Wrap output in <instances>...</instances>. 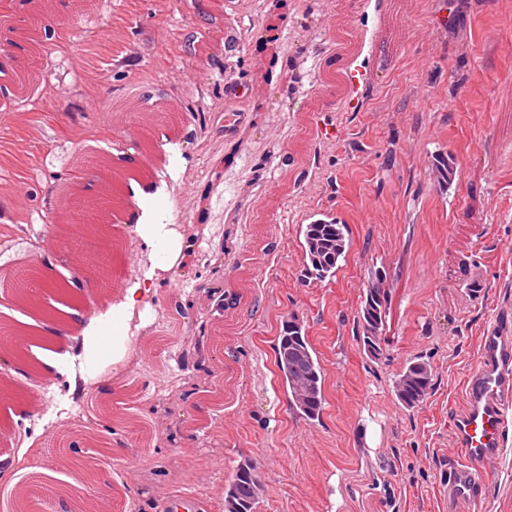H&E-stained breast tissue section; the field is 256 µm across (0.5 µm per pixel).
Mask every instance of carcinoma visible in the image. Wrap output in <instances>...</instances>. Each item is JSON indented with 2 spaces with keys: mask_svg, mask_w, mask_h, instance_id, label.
I'll use <instances>...</instances> for the list:
<instances>
[{
  "mask_svg": "<svg viewBox=\"0 0 512 512\" xmlns=\"http://www.w3.org/2000/svg\"><path fill=\"white\" fill-rule=\"evenodd\" d=\"M302 235L305 262L300 271L301 280L323 281L333 277L349 249L348 226L335 219L318 218L305 225ZM369 284L358 316V329L364 350L371 356L373 350L381 348L389 293L385 288L386 281L377 280L374 270L369 276ZM274 352L290 408L307 420L319 418L325 402L323 371L298 320L291 319L283 324L275 339ZM393 391L402 407L414 409L421 406L432 391L429 364L410 362L395 378ZM263 492L264 485L253 461L241 460L224 489L226 512H256Z\"/></svg>",
  "mask_w": 512,
  "mask_h": 512,
  "instance_id": "1",
  "label": "carcinoma"
}]
</instances>
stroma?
Returning a JSON list of instances; mask_svg holds the SVG:
<instances>
[{"mask_svg": "<svg viewBox=\"0 0 512 512\" xmlns=\"http://www.w3.org/2000/svg\"><path fill=\"white\" fill-rule=\"evenodd\" d=\"M124 2L54 0L57 17L82 15L66 42L49 44L31 0L0 10V41L15 42L0 64V136L27 171L19 184L0 168V251L10 256L0 282L43 259L75 273V239L45 217L73 193L109 191L88 176L92 158L74 153L81 141L109 147L124 171L150 159L146 180L180 198L177 278L151 268L135 232L138 204L121 185L101 260L109 280L57 294L54 317L65 321L72 307L93 319L122 281L152 276L131 350L101 364L78 399L37 364L0 368V455L32 441L22 466L60 475L50 512H71L68 478L91 452L86 427L110 449L88 492L97 512H166L178 497L192 512H224V488L246 457L264 481L257 512H456L451 419L485 331L512 321V0H139L135 16ZM393 15L399 27L387 41L375 30ZM109 23V69L93 76ZM168 32L170 47L160 42ZM258 65L274 75L236 99L247 123L240 137L225 135L224 69L248 82ZM42 70L58 94L52 109L28 83ZM350 72L359 86L344 81ZM108 98L118 111H102ZM441 155L457 162L447 183L434 166ZM326 215L348 225L350 249L334 277L301 282V227ZM377 267L391 303L374 358L357 317ZM475 278L478 294L468 288ZM237 290L239 306L222 311L225 292ZM292 316L324 372L315 421L290 410L275 366L274 339ZM417 359L433 389L408 410L393 381ZM89 401L111 406V419L83 414ZM506 418L484 495L467 512H512V407Z\"/></svg>", "mask_w": 512, "mask_h": 512, "instance_id": "1", "label": "stroma"}]
</instances>
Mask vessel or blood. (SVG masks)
I'll return each mask as SVG.
<instances>
[{"label": "vessel or blood", "instance_id": "b4317fda", "mask_svg": "<svg viewBox=\"0 0 512 512\" xmlns=\"http://www.w3.org/2000/svg\"><path fill=\"white\" fill-rule=\"evenodd\" d=\"M511 403L512 332L497 325L482 338L481 366L470 377L466 402L452 420L463 460L448 470L450 499L464 503L480 499V471L500 453L505 410Z\"/></svg>", "mask_w": 512, "mask_h": 512}]
</instances>
